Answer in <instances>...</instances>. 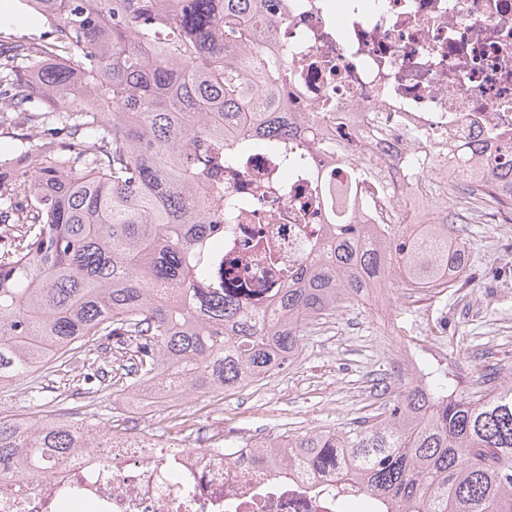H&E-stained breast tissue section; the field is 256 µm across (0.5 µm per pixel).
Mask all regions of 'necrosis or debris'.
I'll list each match as a JSON object with an SVG mask.
<instances>
[{"mask_svg":"<svg viewBox=\"0 0 512 512\" xmlns=\"http://www.w3.org/2000/svg\"><path fill=\"white\" fill-rule=\"evenodd\" d=\"M261 0L258 43L288 69L265 78L313 162L285 171L246 154L206 189L234 198L210 221L224 281L249 280L260 314L328 238L330 224H444L448 189L512 162V0ZM478 142L477 160L455 156ZM187 393L154 383L122 397L126 427L75 448L34 484L0 482V512H380L379 495L284 448L229 433L165 451L139 420Z\"/></svg>","mask_w":512,"mask_h":512,"instance_id":"necrosis-or-debris-1","label":"necrosis or debris"}]
</instances>
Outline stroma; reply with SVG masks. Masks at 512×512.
<instances>
[{
  "instance_id": "1",
  "label": "stroma",
  "mask_w": 512,
  "mask_h": 512,
  "mask_svg": "<svg viewBox=\"0 0 512 512\" xmlns=\"http://www.w3.org/2000/svg\"><path fill=\"white\" fill-rule=\"evenodd\" d=\"M470 265L454 295L422 302L393 292L394 334L384 333L356 306L337 311L324 325L310 327L300 350L284 370L224 395L227 427L263 437L349 426L367 405H380L376 387L384 381L399 389V350L407 346L431 355L433 381L462 393L483 388L488 368L500 380L512 378V223L467 225ZM83 373L71 363L42 380L38 405L29 402L27 381L0 392V414L17 408L33 417L61 410L65 416L94 411L105 422L121 419L120 397L99 393L76 398L72 392ZM200 400L190 398L172 414L142 421V428L170 449H179V422L198 416Z\"/></svg>"
}]
</instances>
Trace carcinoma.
Listing matches in <instances>:
<instances>
[{
    "label": "carcinoma",
    "instance_id": "1",
    "mask_svg": "<svg viewBox=\"0 0 512 512\" xmlns=\"http://www.w3.org/2000/svg\"><path fill=\"white\" fill-rule=\"evenodd\" d=\"M49 31L0 35V125L17 150L0 155V390L44 364L83 355L98 387L112 372L98 354L141 339L132 381L210 383L234 391L296 354L319 325L404 268L434 288L448 266L466 270L464 225L512 213V183L476 184L447 224H335L326 244L262 315L200 288L197 254L221 196L205 174L235 167L196 144L224 143L252 119L245 149L277 150L286 131L267 112L238 111L240 75L254 66L264 18L258 0H27ZM90 376V377H92ZM85 377V380H90ZM98 432L87 417L43 418L20 432L0 418V476L25 480L63 464ZM268 448L344 473L397 512H512V382L447 399L411 387L351 426L275 436Z\"/></svg>",
    "mask_w": 512,
    "mask_h": 512
}]
</instances>
